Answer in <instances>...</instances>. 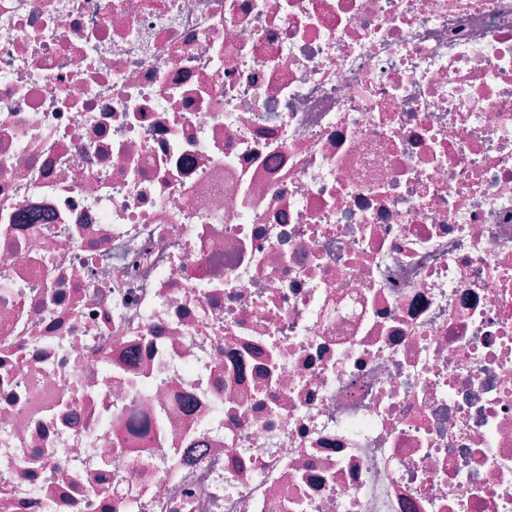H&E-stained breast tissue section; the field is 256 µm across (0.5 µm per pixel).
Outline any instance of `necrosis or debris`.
<instances>
[{
  "label": "necrosis or debris",
  "mask_w": 512,
  "mask_h": 512,
  "mask_svg": "<svg viewBox=\"0 0 512 512\" xmlns=\"http://www.w3.org/2000/svg\"><path fill=\"white\" fill-rule=\"evenodd\" d=\"M0 512H512V0H0Z\"/></svg>",
  "instance_id": "obj_1"
}]
</instances>
